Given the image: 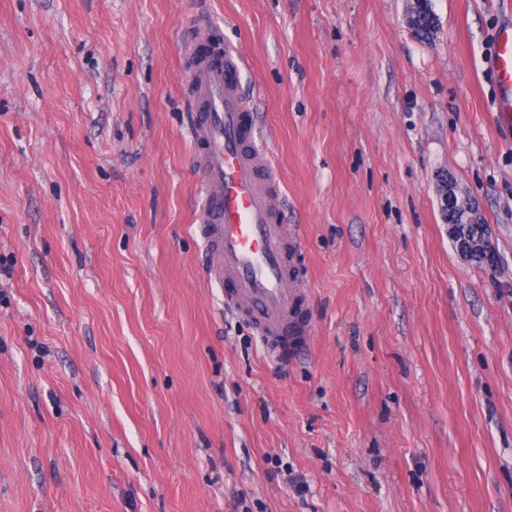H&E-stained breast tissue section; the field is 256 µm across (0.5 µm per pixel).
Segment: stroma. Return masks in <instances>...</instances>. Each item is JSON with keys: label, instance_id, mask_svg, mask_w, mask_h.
Segmentation results:
<instances>
[{"label": "stroma", "instance_id": "stroma-1", "mask_svg": "<svg viewBox=\"0 0 512 512\" xmlns=\"http://www.w3.org/2000/svg\"><path fill=\"white\" fill-rule=\"evenodd\" d=\"M430 2L423 39L408 0H0V512H512V0ZM194 16L299 229L285 360L205 278ZM493 75L498 90L499 112H512V19L503 21L494 35ZM436 194L442 217L448 223V232L457 251L469 261L484 258V262L492 264L496 250L488 224L483 223L473 200L447 176L438 180ZM473 224L482 227L481 236L476 240H471L468 235V227Z\"/></svg>", "mask_w": 512, "mask_h": 512}]
</instances>
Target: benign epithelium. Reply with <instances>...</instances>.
I'll return each instance as SVG.
<instances>
[{
	"label": "benign epithelium",
	"instance_id": "obj_1",
	"mask_svg": "<svg viewBox=\"0 0 512 512\" xmlns=\"http://www.w3.org/2000/svg\"><path fill=\"white\" fill-rule=\"evenodd\" d=\"M436 194L457 251L469 261L482 258L488 264L493 263L496 250L488 225L483 223L469 195L447 176L438 180Z\"/></svg>",
	"mask_w": 512,
	"mask_h": 512
}]
</instances>
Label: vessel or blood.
<instances>
[{"mask_svg": "<svg viewBox=\"0 0 512 512\" xmlns=\"http://www.w3.org/2000/svg\"><path fill=\"white\" fill-rule=\"evenodd\" d=\"M207 26L194 19L185 32L202 176L196 231L212 258L209 281L226 285L227 303L255 325L266 349L284 357L308 334L299 317L306 290L294 266L299 233L281 219L280 179L256 140L253 108L240 87L246 61L232 47L197 42L196 32ZM493 75L500 112H512V19L494 35Z\"/></svg>", "mask_w": 512, "mask_h": 512, "instance_id": "obj_1", "label": "vessel or blood"}]
</instances>
